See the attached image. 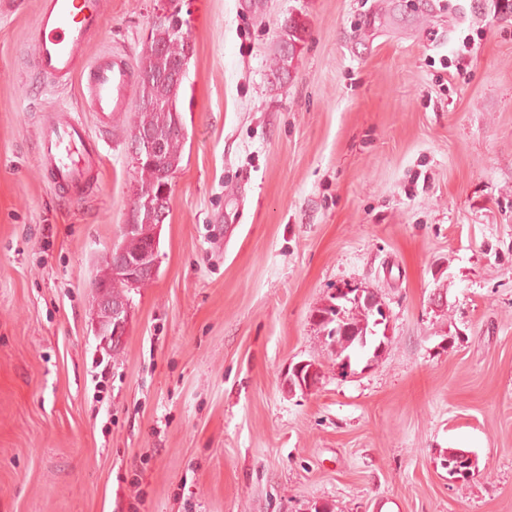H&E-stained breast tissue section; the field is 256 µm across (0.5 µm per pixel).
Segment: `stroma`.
<instances>
[{
	"mask_svg": "<svg viewBox=\"0 0 512 512\" xmlns=\"http://www.w3.org/2000/svg\"><path fill=\"white\" fill-rule=\"evenodd\" d=\"M36 2L0 10V512H512V8L180 0L183 159L115 345L92 280L129 220L134 114L100 131L78 83L33 74ZM104 2L89 55L137 67L160 0ZM54 104L101 151L75 201L36 144ZM340 288L387 313L347 372L314 318ZM463 452L466 451L458 448H448L446 455H444L441 465L448 471V479L467 481L478 469V460L475 456L469 458L466 464H461V468H456L458 459Z\"/></svg>",
	"mask_w": 512,
	"mask_h": 512,
	"instance_id": "1",
	"label": "stroma"
}]
</instances>
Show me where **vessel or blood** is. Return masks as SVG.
<instances>
[{
	"instance_id": "b4317fda",
	"label": "vessel or blood",
	"mask_w": 512,
	"mask_h": 512,
	"mask_svg": "<svg viewBox=\"0 0 512 512\" xmlns=\"http://www.w3.org/2000/svg\"><path fill=\"white\" fill-rule=\"evenodd\" d=\"M34 25V70L61 86L80 78L88 111L99 128L110 129L113 116L128 109L133 82L123 58L109 52L87 56L91 36L104 25V0H37ZM36 140L49 183L80 198L97 179L101 162L98 143L82 119L54 107Z\"/></svg>"
}]
</instances>
